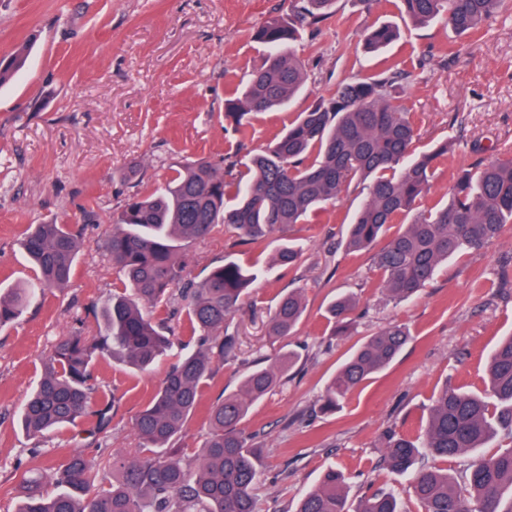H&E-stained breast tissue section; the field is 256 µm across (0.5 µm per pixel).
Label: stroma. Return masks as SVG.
<instances>
[{"mask_svg": "<svg viewBox=\"0 0 512 512\" xmlns=\"http://www.w3.org/2000/svg\"><path fill=\"white\" fill-rule=\"evenodd\" d=\"M288 13L289 0H0V57L31 49L24 68L0 88V288L34 276L20 246L27 225L55 217L83 228L68 287L47 292L18 321L0 327V512L15 510L14 468L30 448H39L48 469L67 450H83L108 483L115 477L108 460L138 444L132 420L168 360L140 373L109 355L98 358L97 380L121 405L95 440L64 429L38 441L16 421L52 346L77 321L95 327L93 307L123 290L104 242L129 195L162 186L187 159L246 163L295 113L387 62L411 74L401 101L417 129L416 153L452 143L435 162L429 201L441 199L462 171L512 158V8L481 33L460 36L442 24H414L395 0L369 10L361 0H336L318 31L302 30L296 44L308 73L302 93L289 106L251 116L237 132L225 105L240 97L265 56L253 33L269 16ZM379 24L395 26L399 37L375 54L365 50L364 36ZM362 198L348 190L305 223L257 245L221 229L193 248L197 278L228 255L265 264L287 242L304 253L301 264L276 269L252 288L230 324L237 355L202 390L203 405H210L220 393L238 391L255 365L291 349L302 354L243 422L262 453L261 512H294L329 466L347 475L350 503L388 489L406 512H422L407 477L383 462L384 435L418 434L444 387L483 392L489 353L512 334V225L483 249L442 264L418 296L398 302L383 293L369 254L347 248ZM88 208L94 220H84ZM293 289L303 295V319L294 334L269 340L268 317ZM340 294L359 302L360 317L347 336L335 335L327 320ZM392 324L412 335L401 354L336 410L321 411L324 387L351 348Z\"/></svg>", "mask_w": 512, "mask_h": 512, "instance_id": "1", "label": "stroma"}]
</instances>
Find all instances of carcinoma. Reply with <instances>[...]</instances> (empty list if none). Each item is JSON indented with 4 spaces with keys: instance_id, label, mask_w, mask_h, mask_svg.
I'll return each instance as SVG.
<instances>
[{
    "instance_id": "obj_1",
    "label": "carcinoma",
    "mask_w": 512,
    "mask_h": 512,
    "mask_svg": "<svg viewBox=\"0 0 512 512\" xmlns=\"http://www.w3.org/2000/svg\"><path fill=\"white\" fill-rule=\"evenodd\" d=\"M334 3L294 0L292 18L271 17L254 32L269 53L252 71L241 98L226 104L239 131L250 116L285 107L302 91L307 72L294 51L297 33L318 24ZM508 6V0H398L400 12L413 23L441 22L458 34L479 32ZM396 35L395 27L383 24L370 32L368 42L380 49ZM25 56L19 52L0 59V87L22 68ZM403 78V71L389 66L342 84L297 113L272 145L250 156L243 171L234 172L231 164L221 170L205 160L187 161L173 169L163 189L125 200L113 216L116 227L105 248L128 288L95 313V333L76 327L54 345L19 411L21 427L38 440L62 426L93 438L108 428L120 403L106 393L93 403L99 393L94 377L99 356L109 353L140 371L171 353L176 362L133 419L136 453L112 457L110 466L120 472L116 482L97 483L99 471L75 449L59 467L44 471L36 465L34 448L28 461L15 467L22 498L17 512H259L254 489L260 451L242 423L249 407L281 382L299 354L290 351L249 371L239 391L207 409L209 431L197 458L183 463L171 456L200 408L202 388L215 382L224 360L235 354L228 320L251 284L267 272L226 257L198 280L191 276L193 245L220 224L257 244L361 186L366 194L350 224L347 247L372 252L384 290L394 300H407L433 279L442 262L484 248L512 224V158L461 173L446 201L423 204L435 160L448 154V142L414 155L416 130L400 102ZM392 224L400 228L388 236ZM79 238L80 230L56 219L28 230L22 246L35 278L0 294V327L17 321L46 290L68 285ZM301 259V250L288 243L278 249L273 265L294 266ZM177 289L186 302L182 331L154 315L171 306ZM304 310L300 291L282 296L268 320V335L292 334ZM357 310L350 295L331 302L328 313L336 334H350ZM185 331L196 338V346L176 352ZM409 341L400 325L369 337L326 385L321 410L336 409L342 397L387 367ZM487 371L489 386L482 394L444 388L417 437L384 436L387 467L409 477L424 512H512V503L503 506L504 492H512V446L488 457L473 456L497 437L512 440V335L491 351ZM449 459L464 460L461 479L433 465ZM45 482L58 492L45 495ZM346 487L345 474L329 467L296 512H402L394 494L384 489L353 508Z\"/></svg>"
}]
</instances>
